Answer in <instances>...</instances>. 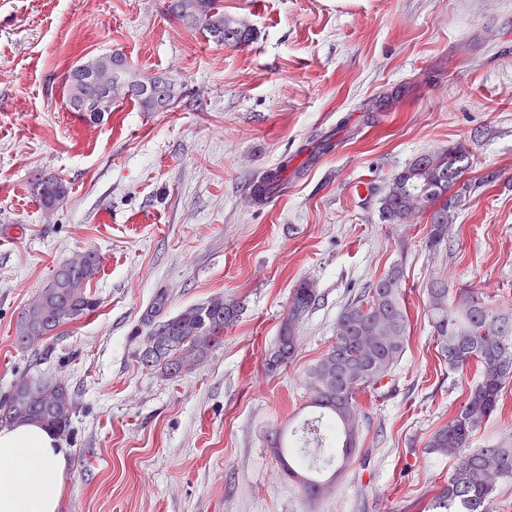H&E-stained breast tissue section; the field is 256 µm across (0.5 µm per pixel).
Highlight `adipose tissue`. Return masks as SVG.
<instances>
[{"label":"adipose tissue","mask_w":512,"mask_h":512,"mask_svg":"<svg viewBox=\"0 0 512 512\" xmlns=\"http://www.w3.org/2000/svg\"><path fill=\"white\" fill-rule=\"evenodd\" d=\"M70 453L40 423L0 428V512H58Z\"/></svg>","instance_id":"ef3b65f1"}]
</instances>
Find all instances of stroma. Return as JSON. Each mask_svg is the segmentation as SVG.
I'll return each instance as SVG.
<instances>
[{
	"instance_id": "obj_1",
	"label": "stroma",
	"mask_w": 512,
	"mask_h": 512,
	"mask_svg": "<svg viewBox=\"0 0 512 512\" xmlns=\"http://www.w3.org/2000/svg\"><path fill=\"white\" fill-rule=\"evenodd\" d=\"M224 12L248 43L208 41L164 0H0V394L27 376L76 401L59 512H436L455 461L427 442L475 378L438 358L427 287L477 288L512 312V0H224ZM112 50L172 77L178 100L126 102L95 124L68 112L63 74ZM455 145L468 189L447 243L428 246L421 215L383 223L392 177ZM278 167L283 187L255 200ZM40 174L69 186L54 210L34 193ZM90 248L96 312L21 349L20 313ZM395 267L410 339L362 400L353 460L307 497L270 434L308 415L339 313ZM304 279L318 297L298 354L268 373ZM215 296L244 305L220 345L177 378L141 366L147 320ZM503 403L470 447L512 443V385Z\"/></svg>"
}]
</instances>
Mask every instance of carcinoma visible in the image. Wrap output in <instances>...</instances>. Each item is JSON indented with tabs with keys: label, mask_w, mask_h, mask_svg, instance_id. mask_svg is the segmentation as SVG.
<instances>
[{
	"label": "carcinoma",
	"mask_w": 512,
	"mask_h": 512,
	"mask_svg": "<svg viewBox=\"0 0 512 512\" xmlns=\"http://www.w3.org/2000/svg\"><path fill=\"white\" fill-rule=\"evenodd\" d=\"M166 12L218 44L233 47L251 39L250 29L224 15L220 0H167ZM111 57L134 88L130 100L143 112L160 111L145 90L146 82L119 51L89 58L66 73L69 111H78L79 96L91 91L86 74ZM464 161L458 146L416 156L392 177L380 199L381 219L403 224L425 213L430 220V247L445 243L455 207L450 190L468 169ZM33 186L46 208L58 206L68 196L67 182L58 177L39 176ZM101 266V256L93 249L60 263L50 278L54 287L42 289L17 320L16 343L23 349L33 348L63 325L95 312L99 301L91 294L90 283ZM400 284L401 271L394 267L347 304L337 317L331 346L309 373L310 382L317 385L309 404L320 411L319 418L335 427L344 464L358 448L359 398L390 375L407 342L408 314L401 303ZM449 293L445 280L428 286L430 325L439 358L452 369L474 370L478 381L469 388L458 412L427 443L430 451L457 459L448 486L438 495V507L448 512H492L490 498L496 481L512 478V448H471L469 440L477 427L503 410V391L512 382V316L490 307L476 288H458L452 298ZM316 298L315 285L308 280L293 289L277 342L265 356L267 372L274 374L294 361L297 327ZM242 310L240 303L217 296L173 317L151 320L138 359L146 368L158 367L165 375L177 377L176 366L201 360L224 339V329L237 321ZM76 412L75 401L59 383L23 376L0 395V425L31 421L69 434ZM283 434L281 429L271 433L270 447L284 474L310 497L328 491L330 480L313 476L299 458L285 453Z\"/></svg>",
	"instance_id": "carcinoma-1"
}]
</instances>
